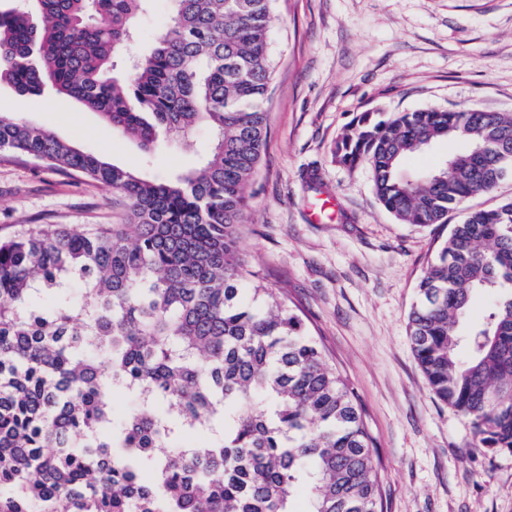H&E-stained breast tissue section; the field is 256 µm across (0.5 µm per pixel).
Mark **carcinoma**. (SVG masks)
I'll use <instances>...</instances> for the list:
<instances>
[{
  "label": "carcinoma",
  "instance_id": "1",
  "mask_svg": "<svg viewBox=\"0 0 512 512\" xmlns=\"http://www.w3.org/2000/svg\"><path fill=\"white\" fill-rule=\"evenodd\" d=\"M0 12V81L98 112L149 152L207 126L200 168L169 179L0 115V150L105 186L125 223L47 224L0 241V512H380L355 393L302 318L247 268L238 229L267 148L273 0H168L172 25L112 75L147 0H33ZM466 150L417 176L403 161ZM333 160L370 166L401 224L448 223L512 176V117L364 112ZM79 284L82 293H72ZM492 296L471 321L474 296ZM408 316L430 390L479 447L512 451V199L466 210ZM139 404L112 419V390ZM464 147L465 145L459 141L448 143V140H442L436 142L428 151L409 157L403 164L402 170L406 175H410L416 170L434 167L444 162L449 153L462 151Z\"/></svg>",
  "mask_w": 512,
  "mask_h": 512
}]
</instances>
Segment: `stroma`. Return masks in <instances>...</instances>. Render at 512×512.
Masks as SVG:
<instances>
[{"label":"stroma","mask_w":512,"mask_h":512,"mask_svg":"<svg viewBox=\"0 0 512 512\" xmlns=\"http://www.w3.org/2000/svg\"><path fill=\"white\" fill-rule=\"evenodd\" d=\"M148 0L115 60L123 75L170 24ZM269 135L239 234L241 256L285 293L353 388L379 463L382 512H512V452L479 448L442 404L407 336L417 284L448 231L398 223L366 164L331 157L363 112L427 106L512 115V0H276ZM0 115L55 132L81 151L164 179L199 166L211 140L144 153L51 89L19 97L0 82ZM111 191L0 151V237L34 224H104Z\"/></svg>","instance_id":"stroma-1"}]
</instances>
